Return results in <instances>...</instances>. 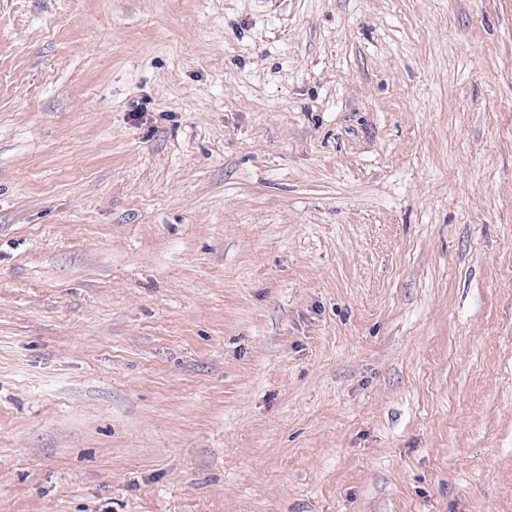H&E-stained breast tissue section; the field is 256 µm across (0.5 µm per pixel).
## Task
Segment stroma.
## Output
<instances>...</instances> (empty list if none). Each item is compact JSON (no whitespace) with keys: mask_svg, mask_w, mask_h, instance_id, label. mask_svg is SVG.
I'll use <instances>...</instances> for the list:
<instances>
[{"mask_svg":"<svg viewBox=\"0 0 512 512\" xmlns=\"http://www.w3.org/2000/svg\"><path fill=\"white\" fill-rule=\"evenodd\" d=\"M0 512H512V0H0Z\"/></svg>","mask_w":512,"mask_h":512,"instance_id":"stroma-1","label":"stroma"}]
</instances>
